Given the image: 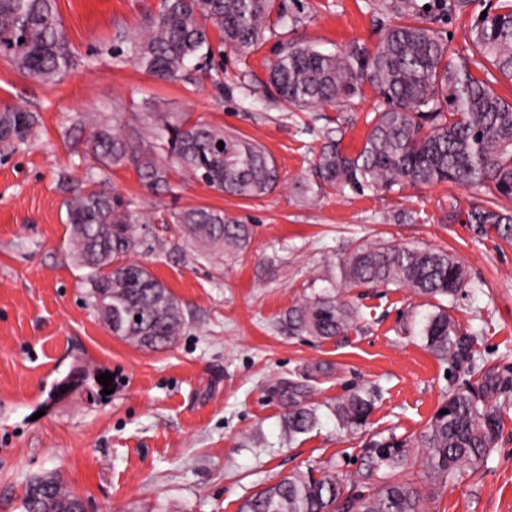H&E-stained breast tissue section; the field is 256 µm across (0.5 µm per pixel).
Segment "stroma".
<instances>
[{
    "mask_svg": "<svg viewBox=\"0 0 512 512\" xmlns=\"http://www.w3.org/2000/svg\"><path fill=\"white\" fill-rule=\"evenodd\" d=\"M305 22L276 27L257 51L225 52L220 72L163 81L112 57L116 29L140 28L159 0H56L74 68L43 84L0 60V109L39 117L32 144L0 160V512H20L26 482L58 473L93 512H238L242 501L293 471L332 470L354 479L367 438L416 440L443 397L496 380L512 386V240L479 238L449 223L486 204L483 187L447 183L362 195H305L322 132L358 150L382 101L370 87L333 106L299 110L267 85L283 45L325 52L375 48L393 13L370 0H283ZM162 109L223 126L261 143L280 175L259 198L223 195L176 179L171 192L144 189L132 169L114 170L113 193L144 209H223L248 224L242 253L183 249L174 225H152V252L139 255L179 301L186 325L162 351L112 335L98 318L72 256L61 175L81 178L82 141L99 116ZM371 244L444 251L467 270L448 312L473 339L472 361L455 365L418 334L436 301L394 285L340 283L339 262ZM333 293L359 318L320 340L289 330L290 307ZM83 387L58 393L71 371ZM111 373L103 395L100 374ZM373 392L366 427L340 428L333 408ZM315 407L318 423L289 435L292 404ZM431 512H512V404L498 442L476 470L437 485Z\"/></svg>",
    "mask_w": 512,
    "mask_h": 512,
    "instance_id": "1",
    "label": "stroma"
}]
</instances>
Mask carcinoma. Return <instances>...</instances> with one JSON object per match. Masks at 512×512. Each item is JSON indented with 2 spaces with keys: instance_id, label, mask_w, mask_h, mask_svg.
I'll list each match as a JSON object with an SVG mask.
<instances>
[{
  "instance_id": "obj_1",
  "label": "carcinoma",
  "mask_w": 512,
  "mask_h": 512,
  "mask_svg": "<svg viewBox=\"0 0 512 512\" xmlns=\"http://www.w3.org/2000/svg\"><path fill=\"white\" fill-rule=\"evenodd\" d=\"M476 0H376L399 22L384 30L375 50L358 45L326 54L311 45L289 44L271 64L268 83L288 104L306 109L331 105L367 85L383 107L354 154L342 151L333 130L323 131L314 162L312 194L325 189L362 195L396 186L450 183L489 189L492 199L471 208L465 218L480 237L490 231L512 239V214L498 199L512 200V102L492 83L512 81V0L471 24V55L454 52L434 28L442 18ZM298 26L304 18L277 0H161L134 34L117 31L116 56L163 80L188 75L193 61L211 62L224 50L254 52L277 23ZM218 34L213 41L211 32ZM0 59L45 84L62 80L75 66L56 0H0ZM101 118L84 142L93 159L82 179L62 177L66 223L78 266L87 270L92 305L113 335L141 347L162 350L180 335L185 321L180 304L145 266L127 260L153 250V239L139 224H176L182 242L205 254L242 252L250 244L248 225L207 206L139 212L103 189L114 168L135 171L150 191H172L173 176L188 175L217 193L261 197L277 185L274 159L258 142L219 125L192 120L184 112H158L145 105L131 117ZM37 116L22 108L0 111V156L8 157L36 136ZM224 148H218L219 143ZM343 283L409 288L453 302L465 285L463 265L446 252L369 246L340 265ZM357 320L348 304L332 295L309 298L288 310V330L329 340ZM439 358L454 364L470 359L472 338L463 334L439 304L420 330ZM500 390L454 391L443 399L417 439L430 484L445 482L462 468H476L495 447ZM372 400L355 392L336 403L340 427L367 423ZM288 434H304L318 423L316 409L297 405L286 418ZM409 442L394 436L371 440L366 462L353 486L334 473L316 478L293 472L245 500L239 512H424L429 493L408 478ZM83 499L54 475L29 479L21 512H81Z\"/></svg>"
}]
</instances>
